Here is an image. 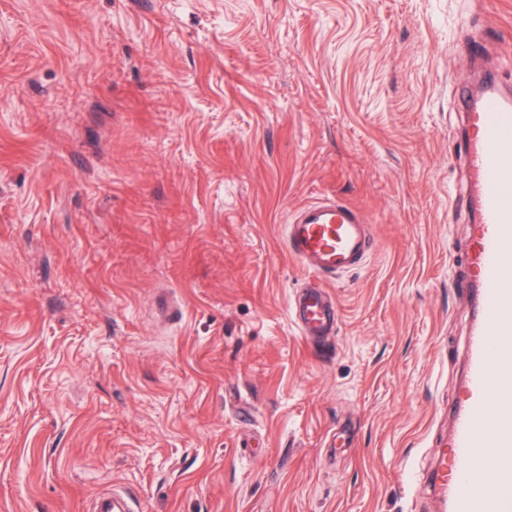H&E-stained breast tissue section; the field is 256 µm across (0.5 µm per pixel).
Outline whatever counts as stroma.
<instances>
[{"mask_svg":"<svg viewBox=\"0 0 512 512\" xmlns=\"http://www.w3.org/2000/svg\"><path fill=\"white\" fill-rule=\"evenodd\" d=\"M485 72L512 0H0V512H439ZM326 197L374 245L318 354ZM289 255L317 277L359 269L369 250L368 226L361 213L340 200L304 206L287 225ZM291 313L302 335L316 351H322L334 339L339 311L321 285L305 283L294 299Z\"/></svg>","mask_w":512,"mask_h":512,"instance_id":"1","label":"stroma"}]
</instances>
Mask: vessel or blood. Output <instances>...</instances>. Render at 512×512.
I'll list each match as a JSON object with an SVG mask.
<instances>
[{
    "label": "vessel or blood",
    "instance_id": "b4317fda",
    "mask_svg": "<svg viewBox=\"0 0 512 512\" xmlns=\"http://www.w3.org/2000/svg\"><path fill=\"white\" fill-rule=\"evenodd\" d=\"M467 192L474 226L467 266L475 311L452 426L432 480L442 512H512V93L498 84L463 95ZM289 255L313 273L291 306L315 350L335 337L339 311L322 277L359 269L368 226L340 200L304 206L287 226Z\"/></svg>",
    "mask_w": 512,
    "mask_h": 512
}]
</instances>
